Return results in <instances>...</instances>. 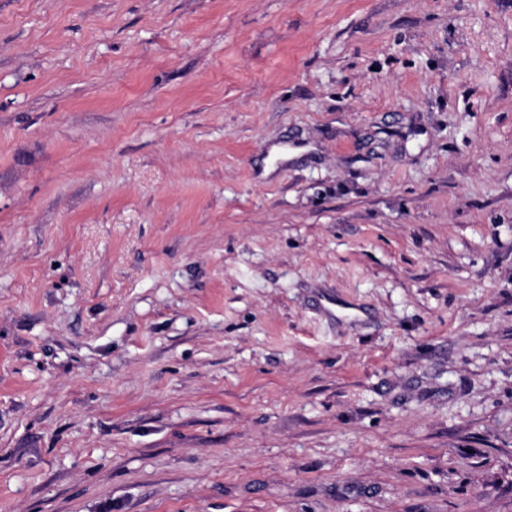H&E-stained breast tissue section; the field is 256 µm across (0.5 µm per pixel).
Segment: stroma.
Returning a JSON list of instances; mask_svg holds the SVG:
<instances>
[{
    "instance_id": "35a3bbf8",
    "label": "stroma",
    "mask_w": 512,
    "mask_h": 512,
    "mask_svg": "<svg viewBox=\"0 0 512 512\" xmlns=\"http://www.w3.org/2000/svg\"><path fill=\"white\" fill-rule=\"evenodd\" d=\"M0 512H512V0H0Z\"/></svg>"
}]
</instances>
